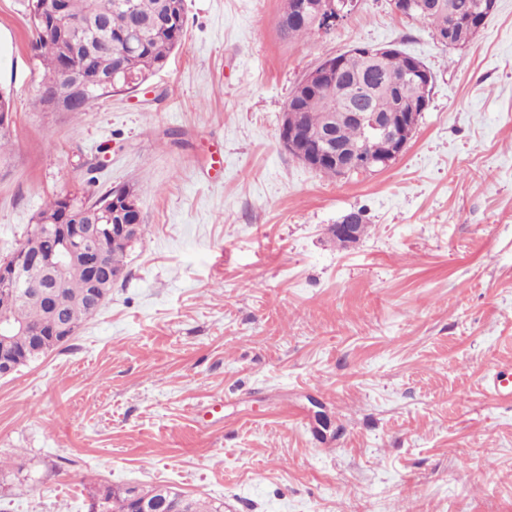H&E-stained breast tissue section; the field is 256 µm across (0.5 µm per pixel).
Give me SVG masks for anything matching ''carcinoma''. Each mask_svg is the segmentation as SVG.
Wrapping results in <instances>:
<instances>
[{
  "instance_id": "carcinoma-1",
  "label": "carcinoma",
  "mask_w": 512,
  "mask_h": 512,
  "mask_svg": "<svg viewBox=\"0 0 512 512\" xmlns=\"http://www.w3.org/2000/svg\"><path fill=\"white\" fill-rule=\"evenodd\" d=\"M56 0H45L40 16L31 18L35 32V46L43 65L40 88L61 89L68 81L67 74L80 78L87 86L89 95L72 108L74 112H85L89 107L114 93L129 89L123 82L105 86L98 77L110 72L130 70L139 82H145L156 71L162 69L170 54L182 44L185 29V0H63L65 17L84 18L93 16L100 23H92L93 30L85 37L83 49L71 54L70 34L63 19L55 15ZM299 0H285L280 18L282 33L294 39H306L318 31L310 18L296 16ZM432 3L428 8L412 10L410 19L426 23L437 36L448 31L453 20L462 21L474 14L477 0H424ZM142 23V36L135 50L127 42L133 20ZM337 69L332 72L327 86H302L297 84L288 102L287 109L296 116L305 145L313 148L317 141L332 134L338 147L354 146L363 139V130L354 124L327 126V113L343 112L348 102L356 101L361 109L386 112L393 117L398 112L425 111L426 90L408 80L412 56L399 50L379 59L367 52L345 51L337 54ZM113 190L93 199L76 196L56 198L46 204L36 216L38 224H62L65 210H78L112 200ZM126 250L114 248L105 259L102 278L109 284L121 277L124 271ZM88 268L82 264H70L54 289L59 317L77 324L95 313L87 298ZM10 319L42 334L55 329L57 320L40 305L23 296H18L10 310ZM15 345L28 351L33 360L44 354L33 336L14 337ZM151 500H164L172 496L182 497V512H221L201 499L166 485L135 489L133 487H107L106 512H134V494Z\"/></svg>"
}]
</instances>
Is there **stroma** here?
<instances>
[{
    "mask_svg": "<svg viewBox=\"0 0 512 512\" xmlns=\"http://www.w3.org/2000/svg\"><path fill=\"white\" fill-rule=\"evenodd\" d=\"M138 89L44 109L29 0H0V258L45 201L139 184L145 231L67 348L0 378V512L167 485L224 512H512V0L440 45L390 0L282 35L283 0H186ZM431 70L405 152L342 180L280 144L325 57ZM362 208L367 232L329 228Z\"/></svg>",
    "mask_w": 512,
    "mask_h": 512,
    "instance_id": "obj_1",
    "label": "stroma"
}]
</instances>
